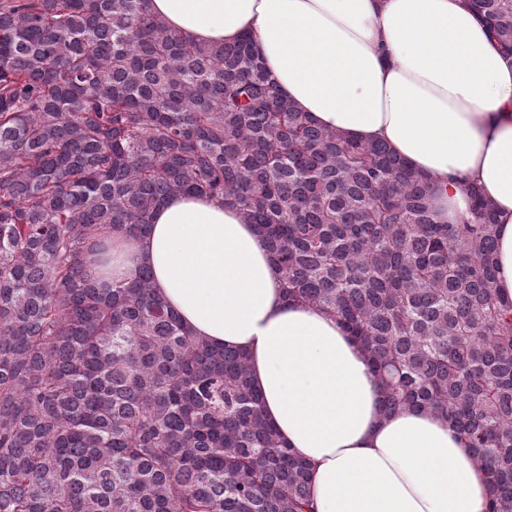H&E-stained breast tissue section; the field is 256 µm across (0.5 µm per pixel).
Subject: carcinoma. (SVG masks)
Wrapping results in <instances>:
<instances>
[{
  "label": "carcinoma",
  "instance_id": "1",
  "mask_svg": "<svg viewBox=\"0 0 512 512\" xmlns=\"http://www.w3.org/2000/svg\"><path fill=\"white\" fill-rule=\"evenodd\" d=\"M512 59V0H469ZM438 221L384 142L314 123L249 36L203 44L148 0H0V512H307V464L264 419L245 353L195 336L141 266L88 258L168 197L257 227L285 298L336 313L383 412L428 410L512 512V302L496 214Z\"/></svg>",
  "mask_w": 512,
  "mask_h": 512
}]
</instances>
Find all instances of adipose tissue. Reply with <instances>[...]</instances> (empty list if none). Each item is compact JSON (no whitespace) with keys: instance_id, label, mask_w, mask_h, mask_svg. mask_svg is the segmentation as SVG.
Segmentation results:
<instances>
[{"instance_id":"adipose-tissue-1","label":"adipose tissue","mask_w":512,"mask_h":512,"mask_svg":"<svg viewBox=\"0 0 512 512\" xmlns=\"http://www.w3.org/2000/svg\"><path fill=\"white\" fill-rule=\"evenodd\" d=\"M199 42L250 35L279 89L315 123L385 142L438 185L441 221L469 215L467 185L498 220L496 294L512 302V60L466 0H149ZM149 266L197 336L247 354L263 414L309 465V512H485L487 475L431 412L386 415L364 347L323 308L285 299L254 225L177 194L146 234L112 243V273Z\"/></svg>"}]
</instances>
